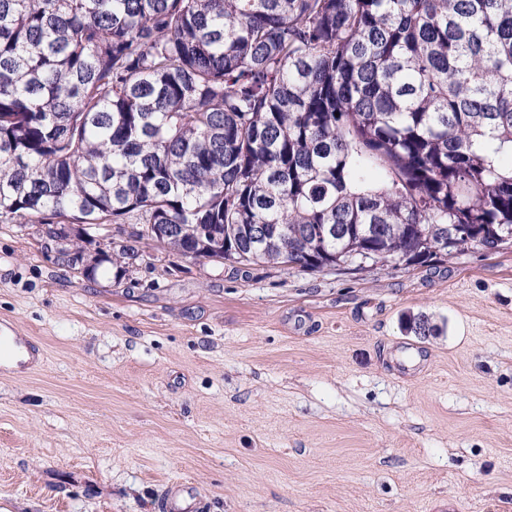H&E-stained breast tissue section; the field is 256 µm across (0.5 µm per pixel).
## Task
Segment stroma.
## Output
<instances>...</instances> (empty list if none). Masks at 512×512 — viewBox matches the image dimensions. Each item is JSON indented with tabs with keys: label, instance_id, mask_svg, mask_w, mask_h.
<instances>
[{
	"label": "stroma",
	"instance_id": "1",
	"mask_svg": "<svg viewBox=\"0 0 512 512\" xmlns=\"http://www.w3.org/2000/svg\"><path fill=\"white\" fill-rule=\"evenodd\" d=\"M426 316L435 330L410 331ZM0 512H512V248L309 274L0 223Z\"/></svg>",
	"mask_w": 512,
	"mask_h": 512
}]
</instances>
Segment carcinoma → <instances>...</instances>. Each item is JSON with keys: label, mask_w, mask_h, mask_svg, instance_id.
I'll return each instance as SVG.
<instances>
[{"label": "carcinoma", "mask_w": 512, "mask_h": 512, "mask_svg": "<svg viewBox=\"0 0 512 512\" xmlns=\"http://www.w3.org/2000/svg\"><path fill=\"white\" fill-rule=\"evenodd\" d=\"M0 221L140 225L59 250L117 280L144 238L339 274L492 248L512 0H0Z\"/></svg>", "instance_id": "carcinoma-1"}]
</instances>
